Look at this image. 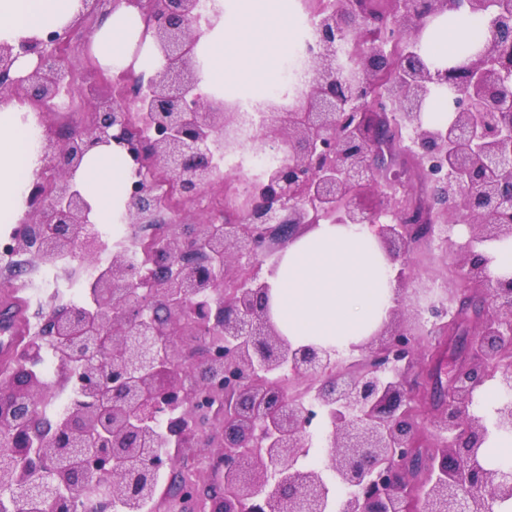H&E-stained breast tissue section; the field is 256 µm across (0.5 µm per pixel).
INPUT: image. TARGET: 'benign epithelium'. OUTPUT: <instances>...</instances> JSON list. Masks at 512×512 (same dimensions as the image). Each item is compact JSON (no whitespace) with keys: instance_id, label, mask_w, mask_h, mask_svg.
Returning <instances> with one entry per match:
<instances>
[{"instance_id":"7a95c632","label":"benign epithelium","mask_w":512,"mask_h":512,"mask_svg":"<svg viewBox=\"0 0 512 512\" xmlns=\"http://www.w3.org/2000/svg\"><path fill=\"white\" fill-rule=\"evenodd\" d=\"M109 2L140 12L161 65L118 96L95 100L79 131L35 112L42 166L7 252L83 264L106 246L75 176L90 150L112 143L135 164L125 220L160 225V243L146 268L133 266L127 248L114 253L94 281L92 310L51 309L14 368L0 374V437L16 451L0 457V498L77 512L86 504L79 489L90 483L93 512L117 504L144 512L159 499L162 469L185 471L187 458L166 449L206 442L217 448L207 457L210 480L184 490L186 512H246V504L252 512H495L511 500L512 466L489 467L482 448L491 431L512 432V277L493 274L479 248L512 239V0H387L383 10L371 0H332L306 46L311 78L291 98L255 103L252 111L264 115L257 127L252 111L199 91L201 25L221 21L220 0ZM102 4L81 0L79 20L0 43V101L57 99L77 66L78 21L97 19ZM494 5L490 42L463 64L452 119L424 125L425 103L448 84V69L419 56L424 30L444 13L483 14ZM366 29L402 41L397 66L383 40L339 56L344 35ZM31 54L34 69L13 76L18 58ZM397 149L430 183L425 202L410 198ZM236 153L279 161L259 174L244 166L222 172L219 161ZM216 183L236 185L247 205L235 214L213 205L205 219L185 222L186 207ZM370 186L381 195L376 207L366 204ZM326 220L377 227L398 285L417 284L411 308L421 325L394 323L376 345L355 346L366 353L357 370L338 368L334 348L288 342L259 275L278 262L272 246ZM459 224L468 228L463 242L453 239ZM434 239L454 250L465 284L492 287L471 336L460 330L456 299L430 300L401 259ZM450 321L441 335L467 340L443 389L440 445L425 448L416 420L423 395L407 374L422 323ZM44 343L64 350L82 377L98 373L106 350L112 392L77 397L66 417L43 429L37 397L47 387L35 365ZM286 370L305 384L304 396L290 394L280 377ZM489 379L509 394L490 421L474 410ZM319 416L325 469L300 467Z\"/></svg>"}]
</instances>
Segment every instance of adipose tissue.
I'll return each instance as SVG.
<instances>
[{
	"label": "adipose tissue",
	"instance_id": "1",
	"mask_svg": "<svg viewBox=\"0 0 512 512\" xmlns=\"http://www.w3.org/2000/svg\"><path fill=\"white\" fill-rule=\"evenodd\" d=\"M80 9V0H0V42L64 27ZM293 9V0H230L223 24L207 31L198 45L202 92L231 86L266 98L290 46ZM142 27L140 16L128 10L104 17L93 38L100 65L110 71L128 66ZM486 28L485 19L463 11L440 16L425 31L422 51L443 63L465 59L477 31ZM30 110L16 100L0 105V224L21 218L41 165ZM132 173L120 147L100 146L85 157L76 182L94 223L114 224L125 214ZM392 267L374 228L321 222L281 254L269 279L271 318L293 344L346 348L388 320L396 288Z\"/></svg>",
	"mask_w": 512,
	"mask_h": 512
}]
</instances>
